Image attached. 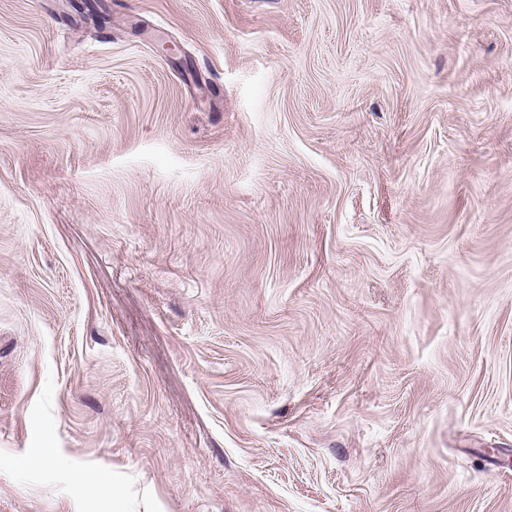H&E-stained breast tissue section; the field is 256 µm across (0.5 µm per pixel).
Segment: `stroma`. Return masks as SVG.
<instances>
[{
  "label": "stroma",
  "mask_w": 512,
  "mask_h": 512,
  "mask_svg": "<svg viewBox=\"0 0 512 512\" xmlns=\"http://www.w3.org/2000/svg\"><path fill=\"white\" fill-rule=\"evenodd\" d=\"M489 448L512 0H0V512H512Z\"/></svg>",
  "instance_id": "35a3bbf8"
}]
</instances>
